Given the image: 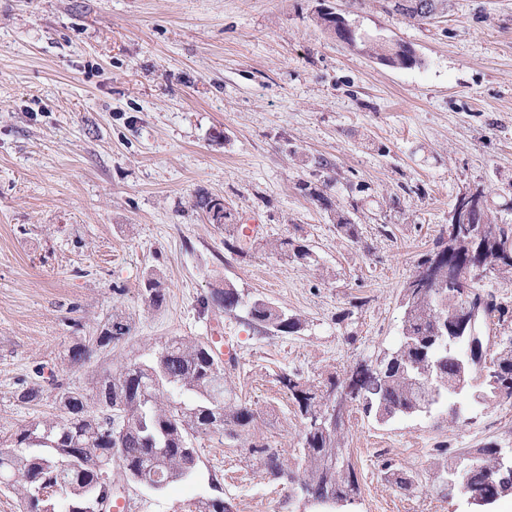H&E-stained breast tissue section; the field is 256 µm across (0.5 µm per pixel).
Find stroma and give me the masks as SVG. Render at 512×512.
<instances>
[{"instance_id":"35a3bbf8","label":"stroma","mask_w":512,"mask_h":512,"mask_svg":"<svg viewBox=\"0 0 512 512\" xmlns=\"http://www.w3.org/2000/svg\"><path fill=\"white\" fill-rule=\"evenodd\" d=\"M386 0H0V438L54 419L52 379L92 391L106 374L156 356L167 339L229 338L226 386L256 419L232 439L198 437L192 476L155 494L130 487L124 512H304L264 472L253 444L294 466L304 423L279 377L325 385L380 359L401 332L402 288L433 247L458 195L512 197V0H448L410 21ZM341 13L373 37L411 45L422 66L382 64L315 21ZM335 165L334 209L305 185ZM223 200L251 228L247 255L197 205ZM361 226L353 242L337 211ZM392 228L383 236L379 225ZM290 238L314 268L281 259ZM166 292L150 306L143 278ZM232 282L305 319L259 335L200 301ZM351 319L336 316L351 302ZM130 331L82 364L112 319ZM41 389L22 403V387ZM345 446L360 493L345 512H468L437 478L439 443L512 448V405H474L386 423L353 406ZM411 471L413 491L382 474ZM271 245L274 251L286 260H290L304 266L318 264V257L316 253L305 244L286 238L278 240L276 243Z\"/></svg>"}]
</instances>
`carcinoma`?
Instances as JSON below:
<instances>
[{"label":"carcinoma","instance_id":"obj_1","mask_svg":"<svg viewBox=\"0 0 512 512\" xmlns=\"http://www.w3.org/2000/svg\"><path fill=\"white\" fill-rule=\"evenodd\" d=\"M447 0H388L386 10L411 19H427L443 11ZM317 23L336 34L350 47L361 44L380 62L392 67L412 68L422 64L415 50L405 43H367L365 37L347 21L329 12L317 11ZM475 231L463 225L442 226L434 247L424 253L417 267L425 266L432 275L448 281V269L478 263L483 279L512 277V224L500 216L512 212V201L499 207L484 189H479ZM336 228L344 237L357 241L359 225L345 214L337 213ZM280 257L300 265L318 264L316 253L307 245L286 238L272 244ZM145 299L153 307L165 301L160 280L149 274L144 279ZM482 299V327L504 322L509 307L492 290L476 283L469 292L446 289L440 295L431 285L411 274L404 284L401 304L402 339L399 345L381 358V376L372 375L363 365L357 366L348 381L362 394L363 412L379 421L402 415L426 413L449 398L457 389L477 385L482 401L511 400L512 392L480 381L482 364L488 362L506 378L512 379V339L500 344L499 351L486 360L481 351L479 360L462 371L455 353L438 346L440 337L457 335L459 313ZM202 308L224 309L228 315L246 313L245 323L259 334L290 335L303 327V320L262 298L244 300L233 283L226 281L202 298ZM126 327L114 322L95 338L96 346L107 347L125 335ZM431 378L433 394L423 403L419 390L420 377ZM279 382L293 395L303 420L328 410L332 396L342 383L332 380L322 390L304 385L289 374ZM57 419L24 426L7 439L0 448V472L7 482L0 486L14 494L25 506L38 499L47 489L63 495L62 512H95L97 503L112 497V478L108 469L131 475L130 483L146 487L155 482L171 484L193 473L199 455L194 440L201 435L222 432L235 437L255 420V412L246 402L226 398L224 365L211 345L188 336H174L151 361H134L115 375L97 382L95 393L54 381ZM269 478L287 488L294 485L309 494L355 495L359 484L351 460H346L328 476L324 461L346 452L343 427L324 431H304L301 454L306 476L300 480L284 466L277 452L267 443L252 445ZM501 448L488 442L478 448L459 452L446 444L434 449L438 471L448 473L451 466L465 455L478 456L479 467L471 476L472 491L488 497L512 494V470L501 466ZM385 478L398 489L408 492L415 486L412 472L384 464Z\"/></svg>","mask_w":512,"mask_h":512}]
</instances>
